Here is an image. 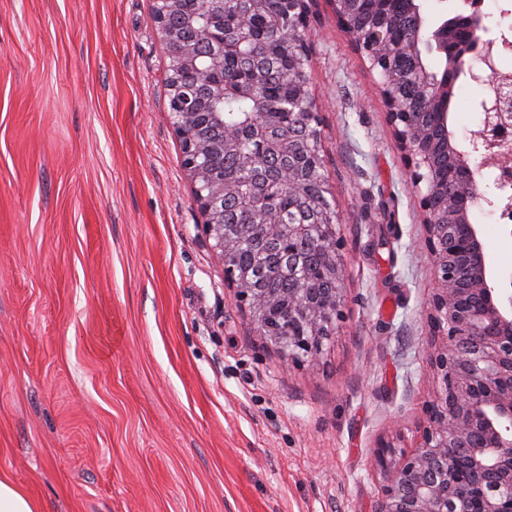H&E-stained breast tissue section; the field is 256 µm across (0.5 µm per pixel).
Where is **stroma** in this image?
Listing matches in <instances>:
<instances>
[{
    "mask_svg": "<svg viewBox=\"0 0 512 512\" xmlns=\"http://www.w3.org/2000/svg\"><path fill=\"white\" fill-rule=\"evenodd\" d=\"M152 7L0 0V475L46 512H373L376 441L412 448L432 389L422 216L376 77L315 0L346 306L286 370L193 203ZM482 94L456 84L460 149ZM496 217L470 211L505 277Z\"/></svg>",
    "mask_w": 512,
    "mask_h": 512,
    "instance_id": "35a3bbf8",
    "label": "stroma"
}]
</instances>
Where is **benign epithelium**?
<instances>
[{
    "label": "benign epithelium",
    "mask_w": 512,
    "mask_h": 512,
    "mask_svg": "<svg viewBox=\"0 0 512 512\" xmlns=\"http://www.w3.org/2000/svg\"><path fill=\"white\" fill-rule=\"evenodd\" d=\"M190 0H153L157 30L169 59V119L181 144V166L191 180L193 199L204 216L205 233L215 240L224 262V282L247 309L256 331L279 350L287 367L314 365L332 338L345 301L339 224H287L275 197L265 193L261 158L246 155L248 178H216L210 158L219 151L238 150L258 141L263 152L288 151V125L271 126L267 107L255 100L254 119L235 127L224 126L221 112H211L219 130L213 138L199 132L200 116L211 102L230 93H242L236 80L224 76L228 52L248 57L243 35L248 16L241 17L232 37L224 36V0H209L203 25L194 22ZM461 14L432 25L424 43L415 40L407 51L417 61L416 74L424 85L441 86L434 100L443 141L455 147L448 124V90L467 75L482 83L489 94L478 102L483 129L471 150L456 151L450 169L469 204L448 203V213L434 217L433 201L439 191L427 152L429 131L399 111L398 90L391 74L394 42L383 32L367 39L347 31L358 51L369 53L370 69L393 127L404 165L422 215L423 249L430 261L433 292L427 304L430 328L429 363L435 388L423 405V423L415 446L405 450L382 438L373 451V467L382 478L374 512H512V289L503 288L487 266L480 230L470 222V206L489 199L474 192L485 170L512 146L497 139V132L512 126V75L493 66L495 41L485 38L488 28L482 11L470 8L467 23L471 40H453L450 30ZM481 48L482 67L474 69V50ZM436 53L440 70L426 67L427 55ZM312 171L290 169L280 176L289 194H299ZM250 198L252 228L260 245L288 248L287 273L296 287L288 289V311H280L279 297L252 287L250 269L238 261L241 236L224 224V198ZM315 240L321 264L310 269L294 245Z\"/></svg>",
    "instance_id": "benign-epithelium-1"
}]
</instances>
